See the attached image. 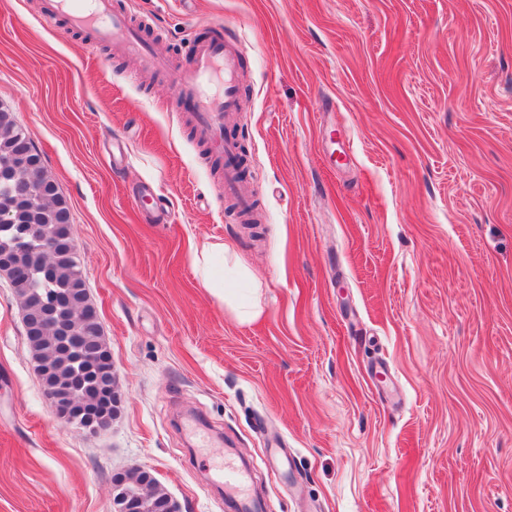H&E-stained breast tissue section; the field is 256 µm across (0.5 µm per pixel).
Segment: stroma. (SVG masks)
Listing matches in <instances>:
<instances>
[{"instance_id": "1", "label": "stroma", "mask_w": 512, "mask_h": 512, "mask_svg": "<svg viewBox=\"0 0 512 512\" xmlns=\"http://www.w3.org/2000/svg\"><path fill=\"white\" fill-rule=\"evenodd\" d=\"M113 2L170 71L0 0V109L70 205L120 395L105 430L56 418L0 273V512H113L134 468L181 512H512V0ZM210 30L256 224L172 77ZM225 252L223 244L204 243L200 251H195L192 260L209 292L223 304L233 305V292L224 286Z\"/></svg>"}]
</instances>
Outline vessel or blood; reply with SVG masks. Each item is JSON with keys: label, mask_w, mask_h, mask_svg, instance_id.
I'll return each mask as SVG.
<instances>
[{"label": "vessel or blood", "mask_w": 512, "mask_h": 512, "mask_svg": "<svg viewBox=\"0 0 512 512\" xmlns=\"http://www.w3.org/2000/svg\"><path fill=\"white\" fill-rule=\"evenodd\" d=\"M48 12L65 14L73 28L93 32L111 45L114 54L136 57L143 70L168 67L166 59L144 42L138 27L113 8L112 0H51ZM191 58V67L177 71L176 78L196 101L198 132L224 155V176L218 190L244 219H252V192L240 173L238 146L224 134L225 121L242 108L239 44L226 35L195 45Z\"/></svg>", "instance_id": "1"}]
</instances>
